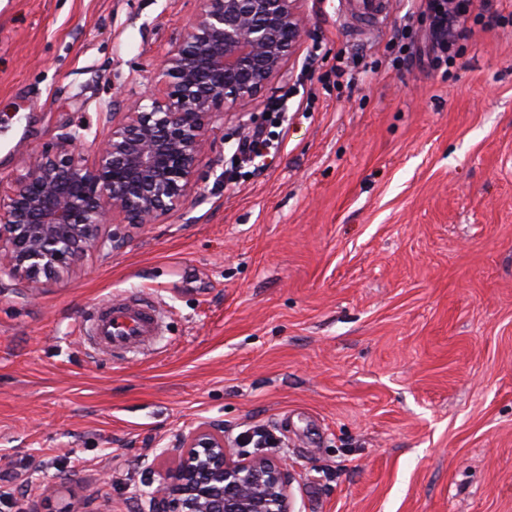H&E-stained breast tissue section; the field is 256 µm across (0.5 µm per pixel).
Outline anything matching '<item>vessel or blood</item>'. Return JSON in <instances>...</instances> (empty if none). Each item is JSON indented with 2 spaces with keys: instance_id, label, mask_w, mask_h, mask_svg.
Returning <instances> with one entry per match:
<instances>
[{
  "instance_id": "b4317fda",
  "label": "vessel or blood",
  "mask_w": 512,
  "mask_h": 512,
  "mask_svg": "<svg viewBox=\"0 0 512 512\" xmlns=\"http://www.w3.org/2000/svg\"><path fill=\"white\" fill-rule=\"evenodd\" d=\"M350 14L367 25L386 15L384 0H353ZM96 351L121 355L151 344L161 333L162 315L149 298L133 293L98 304L87 326Z\"/></svg>"
}]
</instances>
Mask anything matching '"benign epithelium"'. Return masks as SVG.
I'll list each match as a JSON object with an SVG mask.
<instances>
[{
	"mask_svg": "<svg viewBox=\"0 0 512 512\" xmlns=\"http://www.w3.org/2000/svg\"><path fill=\"white\" fill-rule=\"evenodd\" d=\"M182 40L162 58L161 91L112 112V130L93 161L71 132L33 156L0 208V273L70 272L91 252L122 248L118 224H153L180 207L212 151L208 119L234 109L288 75L307 33L301 0H200ZM142 512H293V474L281 457L241 454L224 425L183 431L164 451Z\"/></svg>",
	"mask_w": 512,
	"mask_h": 512,
	"instance_id": "1",
	"label": "benign epithelium"
}]
</instances>
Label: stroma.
Instances as JSON below:
<instances>
[{"label": "stroma", "instance_id": "1", "mask_svg": "<svg viewBox=\"0 0 512 512\" xmlns=\"http://www.w3.org/2000/svg\"><path fill=\"white\" fill-rule=\"evenodd\" d=\"M199 0H0V204L27 158L108 103L161 84ZM288 124L269 167L224 164L272 87L210 121L213 152L177 210L30 293L0 276V512L71 496L129 512L147 467L204 421L227 447L267 425L295 512H512V26H474L450 75L390 60L421 0L359 26L302 0ZM355 56V80L322 77ZM140 292L162 341L93 352L91 308Z\"/></svg>", "mask_w": 512, "mask_h": 512}]
</instances>
